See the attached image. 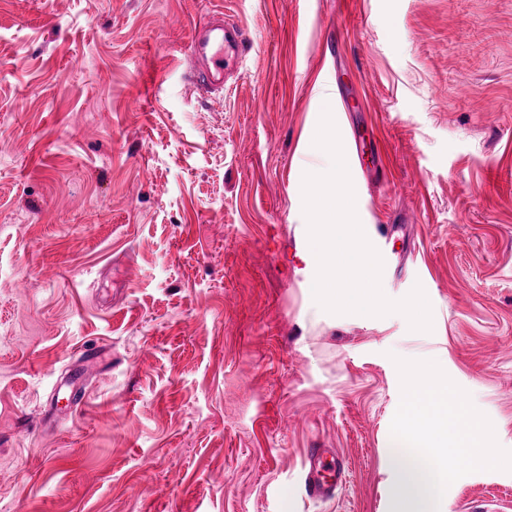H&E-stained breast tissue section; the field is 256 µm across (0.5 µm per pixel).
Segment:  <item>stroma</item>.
<instances>
[{
    "label": "stroma",
    "mask_w": 512,
    "mask_h": 512,
    "mask_svg": "<svg viewBox=\"0 0 512 512\" xmlns=\"http://www.w3.org/2000/svg\"><path fill=\"white\" fill-rule=\"evenodd\" d=\"M221 12L248 49L209 97L187 44ZM327 101L385 146L357 217L404 225L381 288L431 331L313 298ZM406 354L512 450V0H0V512H390ZM509 496L478 471L444 508ZM328 451L323 448H313L303 469L305 472V486L310 496L314 498H329L336 488L343 482L346 466L342 458L331 456L327 460ZM327 471L334 477L333 480H327L321 472ZM336 473V480H335Z\"/></svg>",
    "instance_id": "35a3bbf8"
}]
</instances>
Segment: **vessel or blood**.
<instances>
[{"mask_svg":"<svg viewBox=\"0 0 512 512\" xmlns=\"http://www.w3.org/2000/svg\"><path fill=\"white\" fill-rule=\"evenodd\" d=\"M247 49L243 29L221 18L193 24L187 54L193 67L190 77L204 94L223 91L226 77L237 69ZM343 459L331 460L323 448L313 449L305 465V486L310 496L331 497L344 478Z\"/></svg>","mask_w":512,"mask_h":512,"instance_id":"obj_1","label":"vessel or blood"}]
</instances>
